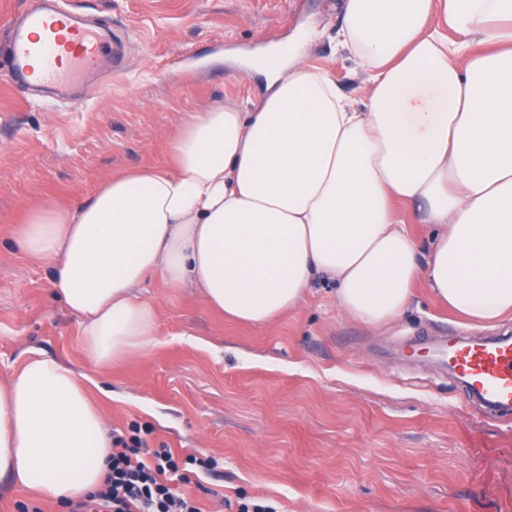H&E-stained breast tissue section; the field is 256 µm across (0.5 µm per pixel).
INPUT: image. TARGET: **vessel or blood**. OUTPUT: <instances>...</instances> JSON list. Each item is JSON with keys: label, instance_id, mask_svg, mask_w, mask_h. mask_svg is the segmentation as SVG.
Returning a JSON list of instances; mask_svg holds the SVG:
<instances>
[{"label": "vessel or blood", "instance_id": "1", "mask_svg": "<svg viewBox=\"0 0 512 512\" xmlns=\"http://www.w3.org/2000/svg\"><path fill=\"white\" fill-rule=\"evenodd\" d=\"M27 32L17 34L7 50L8 70L0 79L34 89L66 86L108 55L107 43L82 26L57 0L27 14ZM468 397L486 407L512 412V336L463 340L449 337L435 353Z\"/></svg>", "mask_w": 512, "mask_h": 512}]
</instances>
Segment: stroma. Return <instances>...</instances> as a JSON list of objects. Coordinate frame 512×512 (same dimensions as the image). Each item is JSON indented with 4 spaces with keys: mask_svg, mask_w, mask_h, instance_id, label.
Here are the masks:
<instances>
[{
    "mask_svg": "<svg viewBox=\"0 0 512 512\" xmlns=\"http://www.w3.org/2000/svg\"><path fill=\"white\" fill-rule=\"evenodd\" d=\"M66 2L110 28L112 60L100 98L79 105L0 81V374L37 352L97 379L114 433L185 461L171 485L202 512H512V414L473 405L423 355L455 333L512 334V316L469 324L421 285L373 330L319 278L277 325L249 326L155 276L144 296L160 311L157 346L107 368L85 358L78 316L12 235L28 208L163 162L187 113L258 99L264 79L241 64L274 46L292 43L352 103L369 82L336 41L339 0Z\"/></svg>",
    "mask_w": 512,
    "mask_h": 512,
    "instance_id": "35a3bbf8",
    "label": "stroma"
}]
</instances>
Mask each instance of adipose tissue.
I'll return each instance as SVG.
<instances>
[{
    "instance_id": "ef3b65f1",
    "label": "adipose tissue",
    "mask_w": 512,
    "mask_h": 512,
    "mask_svg": "<svg viewBox=\"0 0 512 512\" xmlns=\"http://www.w3.org/2000/svg\"><path fill=\"white\" fill-rule=\"evenodd\" d=\"M342 16L338 43L369 75L362 108L305 58L263 64L253 111L190 113L163 163L21 219L90 362L156 346L154 274L244 325L275 323L319 277L374 329L420 283L473 320L512 313V0H343ZM400 203L434 227L427 247ZM89 381L37 355L0 378V481L55 505L104 483L112 427Z\"/></svg>"
}]
</instances>
